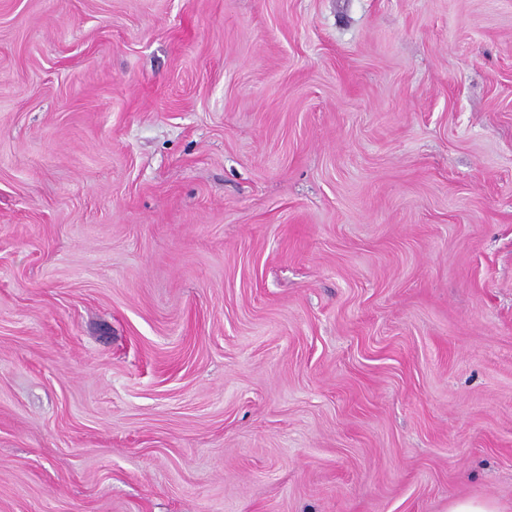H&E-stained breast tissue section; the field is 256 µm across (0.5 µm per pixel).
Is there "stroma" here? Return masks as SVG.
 Wrapping results in <instances>:
<instances>
[{
	"instance_id": "35a3bbf8",
	"label": "stroma",
	"mask_w": 512,
	"mask_h": 512,
	"mask_svg": "<svg viewBox=\"0 0 512 512\" xmlns=\"http://www.w3.org/2000/svg\"><path fill=\"white\" fill-rule=\"evenodd\" d=\"M512 512V0H0V512Z\"/></svg>"
}]
</instances>
